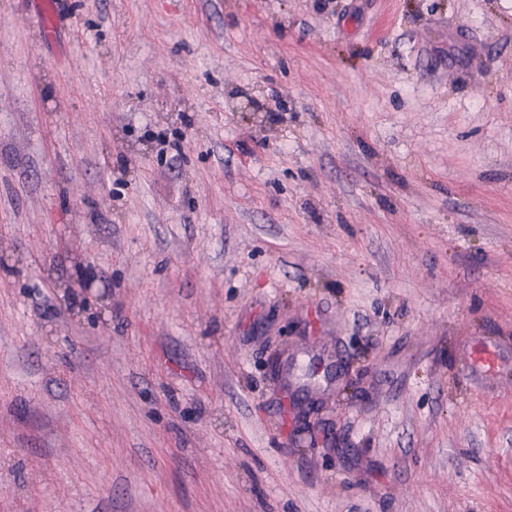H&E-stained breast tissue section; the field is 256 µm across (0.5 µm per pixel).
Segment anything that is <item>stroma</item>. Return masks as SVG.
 Listing matches in <instances>:
<instances>
[{"mask_svg":"<svg viewBox=\"0 0 512 512\" xmlns=\"http://www.w3.org/2000/svg\"><path fill=\"white\" fill-rule=\"evenodd\" d=\"M57 17L0 0V512H512V0Z\"/></svg>","mask_w":512,"mask_h":512,"instance_id":"35a3bbf8","label":"stroma"}]
</instances>
